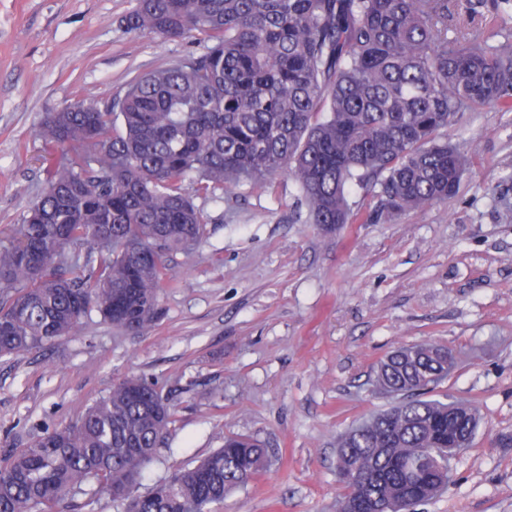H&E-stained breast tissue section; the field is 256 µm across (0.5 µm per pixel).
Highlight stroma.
<instances>
[{"label": "stroma", "mask_w": 512, "mask_h": 512, "mask_svg": "<svg viewBox=\"0 0 512 512\" xmlns=\"http://www.w3.org/2000/svg\"><path fill=\"white\" fill-rule=\"evenodd\" d=\"M135 5L0 0V232L44 181L46 113L78 98L108 109L136 77L206 52L127 30ZM447 135L471 162L454 197L378 220L359 190L361 222L333 231L298 212L284 174L220 203L185 182L207 235L171 256L154 329L115 330L93 313L77 335L0 357V446L27 447L136 375L175 417L143 488L244 435L272 464L220 512H334L339 435L390 406L378 362L431 342L458 356L433 398L466 403L479 426L448 489L417 512H512V112L463 113Z\"/></svg>", "instance_id": "stroma-1"}]
</instances>
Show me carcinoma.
Segmentation results:
<instances>
[{
    "label": "carcinoma",
    "mask_w": 512,
    "mask_h": 512,
    "mask_svg": "<svg viewBox=\"0 0 512 512\" xmlns=\"http://www.w3.org/2000/svg\"><path fill=\"white\" fill-rule=\"evenodd\" d=\"M466 11L499 40L453 21L452 0H136L127 29L208 49L134 79L110 111L79 98L45 115L39 198L0 243V357L74 336L93 311L149 333L169 258L206 233L190 176L221 203L226 187L285 174L311 223L332 228L358 220L356 187L378 189L389 218L455 195L467 159L442 131L462 112H512V0ZM454 366L430 343L380 362L382 393L417 392L340 438L336 512H415L447 489L478 426L471 408L425 398ZM173 423L156 384L120 380L80 418L0 451V512H63L78 495L123 512H217L266 471L267 449L233 436L139 491Z\"/></svg>",
    "instance_id": "carcinoma-1"
}]
</instances>
